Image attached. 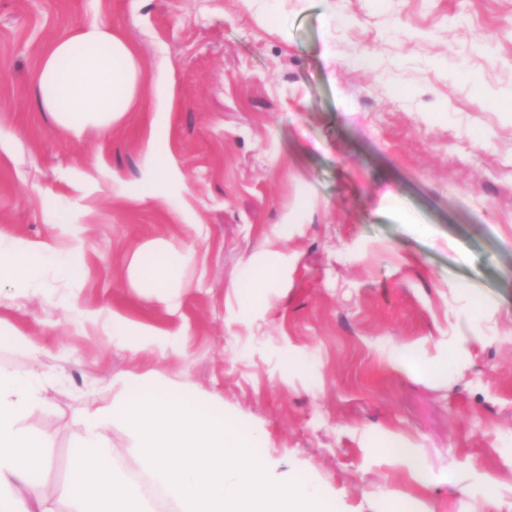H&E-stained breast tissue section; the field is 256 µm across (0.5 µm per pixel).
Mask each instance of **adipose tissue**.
Listing matches in <instances>:
<instances>
[{
    "instance_id": "obj_1",
    "label": "adipose tissue",
    "mask_w": 512,
    "mask_h": 512,
    "mask_svg": "<svg viewBox=\"0 0 512 512\" xmlns=\"http://www.w3.org/2000/svg\"><path fill=\"white\" fill-rule=\"evenodd\" d=\"M146 67L136 49L117 30L90 21L76 33L58 37L41 56L36 75V95L42 111L71 138L82 139L88 131L100 133L140 108L147 93ZM148 135L146 193L163 196L175 178L168 151V131L156 119L145 117ZM59 253L48 242L0 238V288L35 287L50 269L65 275L75 271L74 252ZM188 256L174 246L150 242L131 254L127 272L132 287L150 284L155 301L169 310L181 305L182 268ZM87 323L102 328L113 344L131 353L175 347L174 339L162 337L151 327H135L109 311L88 310ZM37 377L21 378L0 372V512H53L50 504L27 499L25 490L47 469L43 452L45 435L25 428L23 419L41 399Z\"/></svg>"
}]
</instances>
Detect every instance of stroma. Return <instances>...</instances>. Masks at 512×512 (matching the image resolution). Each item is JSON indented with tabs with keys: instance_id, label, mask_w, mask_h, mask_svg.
<instances>
[{
	"instance_id": "1",
	"label": "stroma",
	"mask_w": 512,
	"mask_h": 512,
	"mask_svg": "<svg viewBox=\"0 0 512 512\" xmlns=\"http://www.w3.org/2000/svg\"><path fill=\"white\" fill-rule=\"evenodd\" d=\"M91 20L147 81L170 77L164 110L142 103L169 131V198L142 195L138 115L75 141L38 107L44 50ZM74 234L75 279L0 293V369L47 386L23 420L50 438L31 498L65 508L88 396L152 370L308 461L342 512H512V0H0V236L64 250ZM148 242L192 251L177 313L128 283ZM248 261L271 282L241 323ZM87 308L178 348L131 359ZM453 336L466 357L445 374L391 361ZM392 434L422 481L384 461Z\"/></svg>"
}]
</instances>
